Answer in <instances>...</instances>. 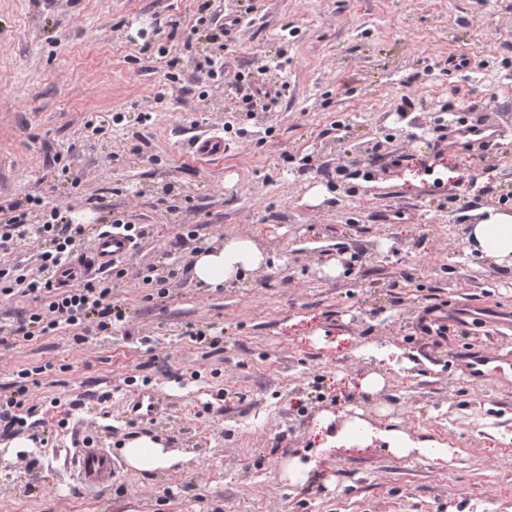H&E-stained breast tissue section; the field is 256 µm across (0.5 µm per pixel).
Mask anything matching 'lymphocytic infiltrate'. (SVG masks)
Listing matches in <instances>:
<instances>
[{"label": "lymphocytic infiltrate", "instance_id": "1", "mask_svg": "<svg viewBox=\"0 0 512 512\" xmlns=\"http://www.w3.org/2000/svg\"><path fill=\"white\" fill-rule=\"evenodd\" d=\"M3 211L9 212L10 217L0 225L1 251H13L31 241L42 243L43 249L38 255L37 274L27 273L19 264L0 267V299L24 297L33 303L17 325L0 336V345L64 331L78 341L84 338L90 323L104 328L112 321L122 320V312L107 304L106 299L112 292L113 279L124 277L125 268L115 265L108 272L89 275L67 286L56 280L59 268L71 258L77 239L83 235L84 225L71 223L65 208H45L42 199L35 197L23 205L0 201V212ZM46 371L43 365L17 371L13 391L5 409L0 410V431L9 433L28 426L36 410L29 383Z\"/></svg>", "mask_w": 512, "mask_h": 512}]
</instances>
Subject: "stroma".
<instances>
[{"label":"stroma","instance_id":"obj_1","mask_svg":"<svg viewBox=\"0 0 512 512\" xmlns=\"http://www.w3.org/2000/svg\"><path fill=\"white\" fill-rule=\"evenodd\" d=\"M230 9L248 18L223 45L201 18ZM222 56V80L197 67ZM238 71L283 91L239 111ZM443 104L512 125V0H0V198L68 203L86 227L79 253L116 215L145 232L108 298L124 321L0 347V396L17 370L54 366L34 413L51 446L0 436V512H512V374L474 385L451 360L489 346L512 363V335L413 329L428 306L512 311V267L448 238L472 211L512 210V138L481 155L441 144ZM143 112L159 118L141 125ZM114 113L122 124H107ZM209 125L230 147L200 159L184 141ZM182 224L198 233L177 249ZM236 235L267 265L199 287L195 254ZM148 266L184 276L149 301L136 278ZM200 329L220 344L196 343ZM371 374L381 387L361 390ZM131 375L164 401L158 419L128 420ZM341 412L453 457L372 445L305 484L280 480ZM143 435L187 461L131 470L122 450ZM87 440L117 461L92 492L72 463Z\"/></svg>","mask_w":512,"mask_h":512}]
</instances>
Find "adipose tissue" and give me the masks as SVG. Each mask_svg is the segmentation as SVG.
<instances>
[{"label":"adipose tissue","instance_id":"adipose-tissue-1","mask_svg":"<svg viewBox=\"0 0 512 512\" xmlns=\"http://www.w3.org/2000/svg\"><path fill=\"white\" fill-rule=\"evenodd\" d=\"M468 249L480 257L512 266V213L494 207L480 211L469 230ZM264 262L263 253L251 239L230 237L196 254L193 272L203 286L220 288L245 278L247 272ZM376 440L383 442L387 452L393 455L405 457L415 452L439 465L447 463L452 455L445 446L434 442L415 443L404 431L380 429L355 416L343 421L335 434L327 436L318 448L317 459L327 458L341 449L364 448ZM123 456L129 468L146 474L170 469L186 460L185 454L166 448L148 436L130 440ZM317 459L304 462L296 457L285 462L280 470L281 479L293 485L304 483Z\"/></svg>","mask_w":512,"mask_h":512}]
</instances>
